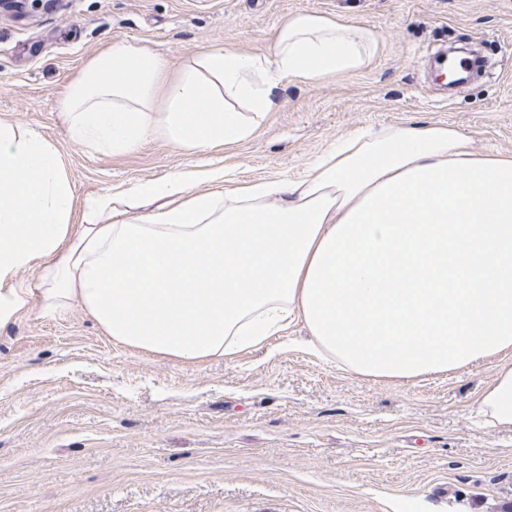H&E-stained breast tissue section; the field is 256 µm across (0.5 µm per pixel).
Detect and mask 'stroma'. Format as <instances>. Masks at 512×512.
<instances>
[{
    "mask_svg": "<svg viewBox=\"0 0 512 512\" xmlns=\"http://www.w3.org/2000/svg\"><path fill=\"white\" fill-rule=\"evenodd\" d=\"M315 10L374 28L360 72L290 80L250 141L201 156L155 140L128 156L72 140L58 102L112 42L179 66L263 53ZM471 46L487 76L435 90L429 59ZM0 120L58 150L75 204L120 183L220 166L226 186L299 180L337 139L450 124L512 156V0H29L0 14ZM294 323L235 357L182 361L118 344L79 305L0 331V512H512V428L476 399L498 358L435 379L353 376Z\"/></svg>",
    "mask_w": 512,
    "mask_h": 512,
    "instance_id": "stroma-1",
    "label": "stroma"
}]
</instances>
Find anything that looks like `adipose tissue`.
<instances>
[{"label":"adipose tissue","mask_w":512,"mask_h":512,"mask_svg":"<svg viewBox=\"0 0 512 512\" xmlns=\"http://www.w3.org/2000/svg\"><path fill=\"white\" fill-rule=\"evenodd\" d=\"M379 42L316 11L289 16L269 52L198 50L175 70L115 42L59 110L99 154L155 138L204 153L251 140L285 80L365 70ZM223 178L215 167L143 181L79 214L55 149L0 121V329L76 303L117 343L204 360L298 321L318 355L383 380L496 356L478 404L512 425V157L451 125L403 123L340 140L301 181L196 189Z\"/></svg>","instance_id":"ef3b65f1"}]
</instances>
